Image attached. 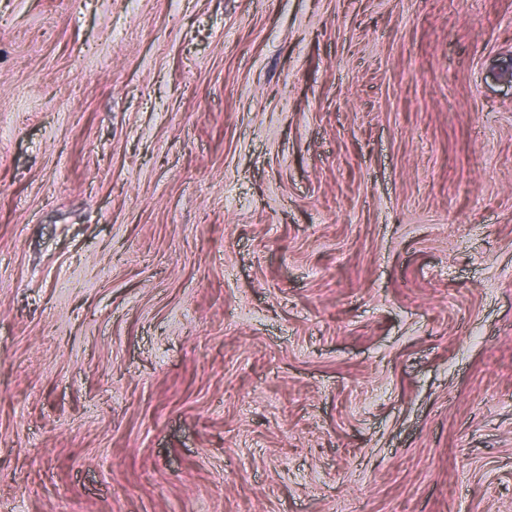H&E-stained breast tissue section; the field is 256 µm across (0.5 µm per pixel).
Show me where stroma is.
I'll return each mask as SVG.
<instances>
[{
    "label": "stroma",
    "mask_w": 512,
    "mask_h": 512,
    "mask_svg": "<svg viewBox=\"0 0 512 512\" xmlns=\"http://www.w3.org/2000/svg\"><path fill=\"white\" fill-rule=\"evenodd\" d=\"M0 506L512 512V0H0Z\"/></svg>",
    "instance_id": "stroma-1"
}]
</instances>
